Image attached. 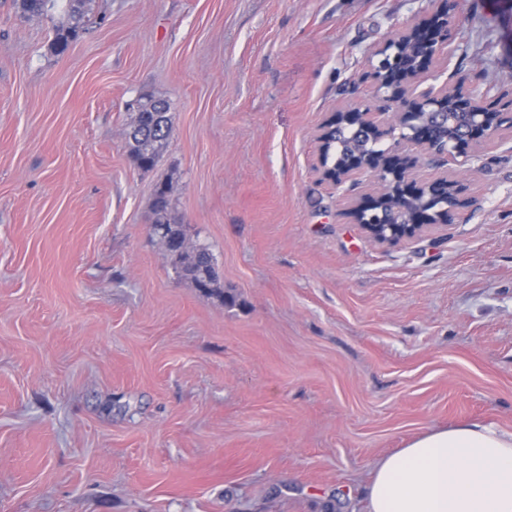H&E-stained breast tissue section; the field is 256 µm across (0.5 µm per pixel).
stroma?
I'll list each match as a JSON object with an SVG mask.
<instances>
[{
  "instance_id": "1",
  "label": "stroma",
  "mask_w": 512,
  "mask_h": 512,
  "mask_svg": "<svg viewBox=\"0 0 512 512\" xmlns=\"http://www.w3.org/2000/svg\"><path fill=\"white\" fill-rule=\"evenodd\" d=\"M428 0H89L60 56L0 0V512H365L374 466L512 431V136L469 204L380 245L312 169ZM457 80L512 99V0H456ZM172 135L131 159L128 103ZM167 185L232 304L151 234ZM140 104L141 113L146 114L149 121L140 130V135L134 136L130 147V154L138 167L144 170H150L158 163L164 146L167 145L170 138L169 128L164 134L162 128L154 129L150 126L156 112V103L161 101L152 97L137 99Z\"/></svg>"
}]
</instances>
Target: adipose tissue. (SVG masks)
I'll use <instances>...</instances> for the list:
<instances>
[{"mask_svg":"<svg viewBox=\"0 0 512 512\" xmlns=\"http://www.w3.org/2000/svg\"><path fill=\"white\" fill-rule=\"evenodd\" d=\"M367 512H512V433L464 423L419 434L377 462Z\"/></svg>","mask_w":512,"mask_h":512,"instance_id":"adipose-tissue-1","label":"adipose tissue"}]
</instances>
